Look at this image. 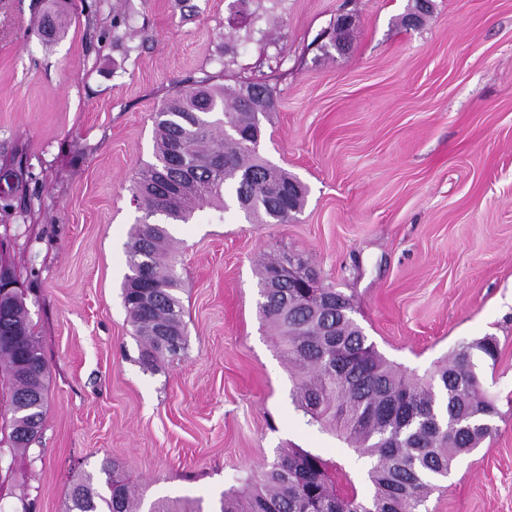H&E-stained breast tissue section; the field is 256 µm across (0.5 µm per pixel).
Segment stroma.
Segmentation results:
<instances>
[{"label":"stroma","mask_w":512,"mask_h":512,"mask_svg":"<svg viewBox=\"0 0 512 512\" xmlns=\"http://www.w3.org/2000/svg\"><path fill=\"white\" fill-rule=\"evenodd\" d=\"M0 0V258L47 363L42 431L0 461V512H66L117 462L145 502L219 512L283 448L347 464L308 427L257 309L285 248L352 297L378 351L423 376L458 345L497 407L421 512H512V0ZM345 51L316 37L343 9ZM276 84L260 154L309 189L287 224L206 207L176 225L188 345L149 371L122 300L153 117L203 78Z\"/></svg>","instance_id":"stroma-1"}]
</instances>
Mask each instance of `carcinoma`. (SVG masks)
I'll use <instances>...</instances> for the list:
<instances>
[{
	"label": "carcinoma",
	"instance_id": "carcinoma-1",
	"mask_svg": "<svg viewBox=\"0 0 512 512\" xmlns=\"http://www.w3.org/2000/svg\"><path fill=\"white\" fill-rule=\"evenodd\" d=\"M276 97L266 81L226 90L204 79L176 90L155 112L154 161L132 181L145 220L127 242L122 290L147 370L187 346L170 235L147 219L187 223L205 205L225 212L226 192L257 224H287L305 205L308 187L257 151L260 118L274 110ZM287 256L280 250L260 265L259 312L288 364L295 409L353 452L372 495L359 496L344 467L320 454L282 448L240 489L224 494L220 512H418L436 481L493 432L489 419L496 408L482 393L473 358L479 352L496 360L497 339L464 343L418 378L379 353L343 292L269 287L270 270ZM0 376L10 388L0 415L10 427V447L25 448L41 428L48 372L19 288L0 310ZM101 471L102 485L90 478L71 484L67 512H140L135 491L111 477L109 464Z\"/></svg>",
	"mask_w": 512,
	"mask_h": 512
}]
</instances>
